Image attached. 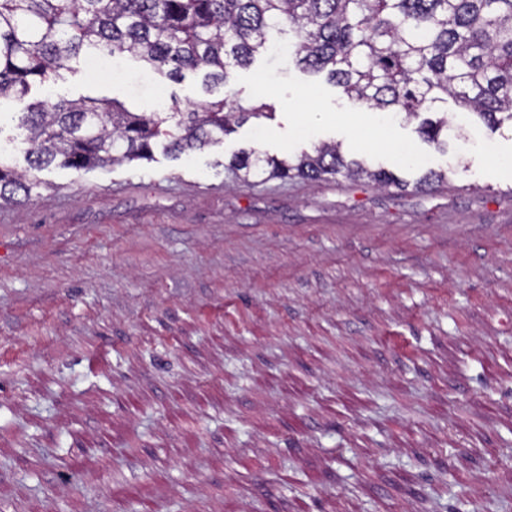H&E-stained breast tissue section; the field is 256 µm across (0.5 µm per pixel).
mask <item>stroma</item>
I'll return each instance as SVG.
<instances>
[{"label": "stroma", "instance_id": "35a3bbf8", "mask_svg": "<svg viewBox=\"0 0 512 512\" xmlns=\"http://www.w3.org/2000/svg\"><path fill=\"white\" fill-rule=\"evenodd\" d=\"M234 86L274 119L0 206V512H512V129L451 102L440 148L285 54ZM48 91L209 95L86 55ZM323 143L410 188L224 169Z\"/></svg>", "mask_w": 512, "mask_h": 512}]
</instances>
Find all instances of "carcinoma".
<instances>
[{
	"mask_svg": "<svg viewBox=\"0 0 512 512\" xmlns=\"http://www.w3.org/2000/svg\"><path fill=\"white\" fill-rule=\"evenodd\" d=\"M278 43L296 66L370 109L410 119L451 99L492 130L512 126V0H0V100L16 102L27 164L17 171L0 147V201L23 203L51 167L148 161L159 144L178 157L224 143L250 117L272 118L265 101L239 104L231 69ZM88 51L133 58L176 82L201 73L206 90L221 86L224 97L185 108L174 99L164 111L92 97L26 102ZM419 132L445 146L448 119H427ZM224 169L243 180L340 175L408 186L334 144L294 160L243 150Z\"/></svg>",
	"mask_w": 512,
	"mask_h": 512,
	"instance_id": "1",
	"label": "carcinoma"
}]
</instances>
